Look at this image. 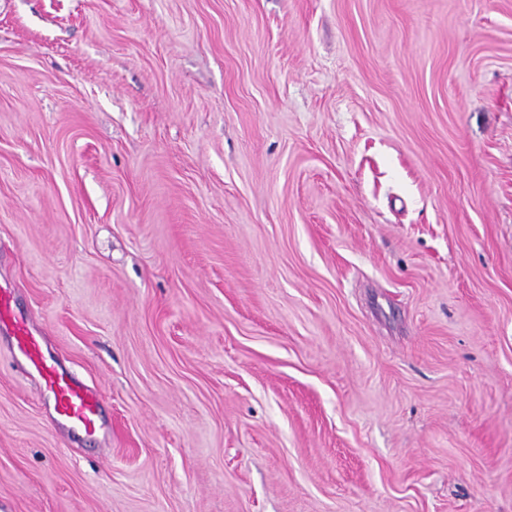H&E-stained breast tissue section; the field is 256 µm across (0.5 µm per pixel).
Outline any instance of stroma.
<instances>
[{
  "label": "stroma",
  "mask_w": 512,
  "mask_h": 512,
  "mask_svg": "<svg viewBox=\"0 0 512 512\" xmlns=\"http://www.w3.org/2000/svg\"><path fill=\"white\" fill-rule=\"evenodd\" d=\"M0 512H512V0H0ZM13 303L11 290L0 286V329L2 323L10 333L14 350L38 374L41 392L51 398L56 415L75 430L95 434L102 426L100 394L43 356L29 319L17 316Z\"/></svg>",
  "instance_id": "35a3bbf8"
}]
</instances>
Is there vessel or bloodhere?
Returning a JSON list of instances; mask_svg holds the SVG:
<instances>
[{
  "label": "vessel or blood",
  "instance_id": "b4317fda",
  "mask_svg": "<svg viewBox=\"0 0 512 512\" xmlns=\"http://www.w3.org/2000/svg\"><path fill=\"white\" fill-rule=\"evenodd\" d=\"M13 303L11 290L0 286V324L9 331L14 350L38 374L40 389L51 398L56 415L75 430L95 434L102 426L100 394L43 356L28 318L16 315Z\"/></svg>",
  "mask_w": 512,
  "mask_h": 512
}]
</instances>
